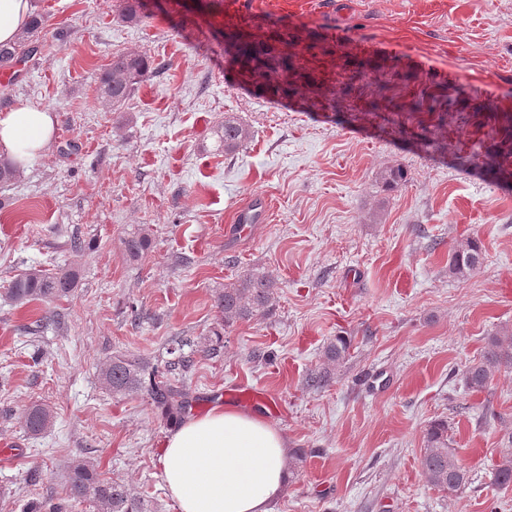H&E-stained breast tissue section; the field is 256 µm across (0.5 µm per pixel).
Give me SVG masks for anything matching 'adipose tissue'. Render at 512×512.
Wrapping results in <instances>:
<instances>
[{"label": "adipose tissue", "instance_id": "adipose-tissue-1", "mask_svg": "<svg viewBox=\"0 0 512 512\" xmlns=\"http://www.w3.org/2000/svg\"><path fill=\"white\" fill-rule=\"evenodd\" d=\"M54 131V114L39 105L1 112L0 150L27 163ZM159 463L178 512H271L291 476L282 433L260 413L222 406L170 432Z\"/></svg>", "mask_w": 512, "mask_h": 512}]
</instances>
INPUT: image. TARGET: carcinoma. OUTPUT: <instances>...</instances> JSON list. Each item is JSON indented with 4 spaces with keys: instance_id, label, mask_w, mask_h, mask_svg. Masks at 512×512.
<instances>
[{
    "instance_id": "carcinoma-1",
    "label": "carcinoma",
    "mask_w": 512,
    "mask_h": 512,
    "mask_svg": "<svg viewBox=\"0 0 512 512\" xmlns=\"http://www.w3.org/2000/svg\"><path fill=\"white\" fill-rule=\"evenodd\" d=\"M42 26V17L32 16L25 35L10 45L0 44V68H9L33 53L31 38ZM234 29L233 36L237 61L241 63L240 76L245 83L262 82L273 92L288 93V87L298 80L313 88L311 105L323 106L331 94L330 83L323 67L324 59L335 54V47L321 48V55L288 62V48L296 43V36L284 33L277 38L281 49L259 40V27L249 25L224 26ZM149 69L146 57L136 53H118L112 56L109 67L99 81L100 97L114 109L119 108L144 81ZM224 154L232 155L245 147L251 137L247 125L235 115H224V123L214 131ZM148 230L139 228L123 239V255L126 261L135 263L150 248ZM482 264V250L477 240L468 239L455 246L448 254V276L465 278ZM77 275L70 269H29L11 278L6 288L10 302L20 305L32 302L50 304L69 297L76 287ZM274 302L273 279L266 272H249L215 292L214 304L222 313V322L214 327L206 352L216 355L224 347V328L238 321L250 320L271 309ZM183 342L167 349L169 358L163 363L150 365L145 360L116 354L101 370L103 384L115 395L130 396L146 393L151 405L167 417L188 413L192 398L183 389H177L163 381L164 375L177 369H185L189 359L182 353ZM348 341L338 336L323 351L322 364L306 378L312 389L328 386L336 365L347 356ZM512 368V332L497 331L486 337L485 347L479 358L471 361L463 372L466 388L472 392L485 390L492 373L502 367ZM52 415L48 408L35 406L24 414V424L32 435H39L50 424ZM421 468L425 481L431 487L447 493L463 489L469 483L468 471L459 458L458 449L450 447L448 426L435 422L425 433ZM494 478L499 485L512 484V448L502 451L494 465ZM91 501L98 512H143L140 502L126 485L100 478L92 465L84 460L72 462L69 470L66 497L58 503H33L26 512H66L72 504Z\"/></svg>"
}]
</instances>
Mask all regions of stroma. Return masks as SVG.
<instances>
[{"label": "stroma", "mask_w": 512, "mask_h": 512, "mask_svg": "<svg viewBox=\"0 0 512 512\" xmlns=\"http://www.w3.org/2000/svg\"><path fill=\"white\" fill-rule=\"evenodd\" d=\"M309 26L282 16L268 35L294 32L321 45V28L355 33L379 52L338 61L333 105L309 108L296 84L272 95L241 83L222 34L224 0H140L142 17L120 18L124 0H33L43 15L37 52L0 80V113L31 102L56 117L44 153L0 185V289L29 268L76 270L69 298L14 306L0 299V512L66 495L70 464L90 462L124 483L145 512H177L159 450L174 428L147 396H119L100 373L112 355L150 363L184 341L192 414L255 388L276 398L270 421L302 450L272 512H512V486L492 468L512 448V369L484 392L464 385L486 336L512 330V182L461 165L459 144L486 162L512 149V0H334ZM197 18L181 26L182 15ZM147 56V79L119 109L97 97L113 54ZM443 93L449 103L413 113L410 136L383 133L351 108L410 104ZM251 130L238 153L218 149L225 113ZM407 182L385 190L382 170ZM261 198V221L240 229L237 213ZM149 229L137 263L122 239ZM84 239L72 250L71 237ZM479 239L483 263L448 276V251ZM274 279L273 308L224 331L216 290L239 275ZM44 333H24L42 315ZM350 343L331 384L307 375L336 337ZM50 409L31 436L24 410ZM469 469L455 495L430 488L420 457L428 425Z\"/></svg>", "instance_id": "1"}]
</instances>
